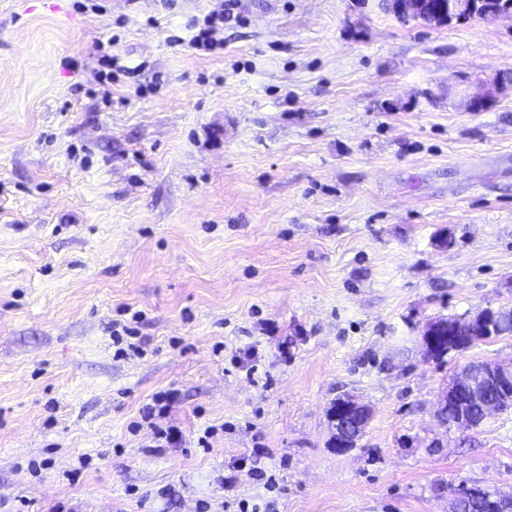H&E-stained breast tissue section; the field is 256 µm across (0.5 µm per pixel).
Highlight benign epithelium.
I'll return each mask as SVG.
<instances>
[{
    "instance_id": "1",
    "label": "benign epithelium",
    "mask_w": 512,
    "mask_h": 512,
    "mask_svg": "<svg viewBox=\"0 0 512 512\" xmlns=\"http://www.w3.org/2000/svg\"><path fill=\"white\" fill-rule=\"evenodd\" d=\"M382 6L405 23L421 21L430 26L461 24L480 16L493 22L512 15V9L502 6V0H442L437 6L430 0H381ZM506 333L505 327L494 322V317L481 309L467 319L434 321L429 323L422 336V344L427 353L437 348V337L448 338V349L457 345L472 343ZM480 372V380L485 388L512 389V364L486 362L476 370L472 366L461 369L458 376L451 379L448 387L437 401V416L448 414L449 402L463 391H470L474 402L480 405L481 415L487 416L494 410L496 401L480 395L474 380V372ZM332 431L331 446L336 452L344 453L362 436L370 420V408L353 396L345 395L336 399L328 409ZM475 495L484 500L485 512H512V495L492 494L484 489H471L457 492L452 499L450 512H463L468 496Z\"/></svg>"
}]
</instances>
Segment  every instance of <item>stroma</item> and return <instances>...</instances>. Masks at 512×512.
I'll list each match as a JSON object with an SVG mask.
<instances>
[{"label":"stroma","mask_w":512,"mask_h":512,"mask_svg":"<svg viewBox=\"0 0 512 512\" xmlns=\"http://www.w3.org/2000/svg\"><path fill=\"white\" fill-rule=\"evenodd\" d=\"M96 2L0 0V512L512 495V408L470 430L435 416L466 363L512 362V335L441 360L421 343L431 321L512 307V86L494 88L512 17L226 0L224 52L202 57L169 37L210 0ZM111 37L142 70L106 97ZM116 323L141 353L116 357ZM343 394L372 418L340 454L326 413ZM171 425L181 445L154 450Z\"/></svg>","instance_id":"1"}]
</instances>
